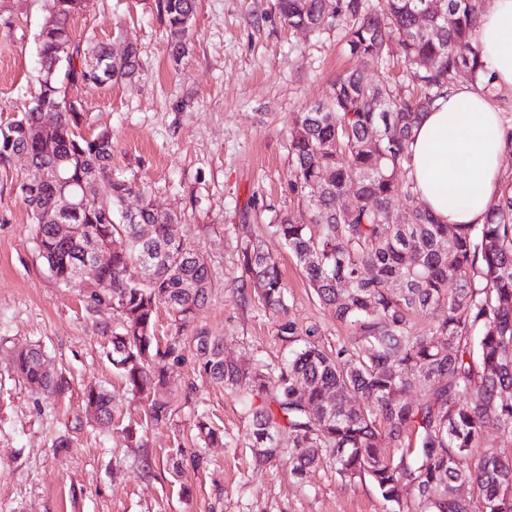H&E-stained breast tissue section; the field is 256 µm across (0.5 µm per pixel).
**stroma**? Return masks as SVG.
<instances>
[{"label": "stroma", "instance_id": "1", "mask_svg": "<svg viewBox=\"0 0 512 512\" xmlns=\"http://www.w3.org/2000/svg\"><path fill=\"white\" fill-rule=\"evenodd\" d=\"M276 0H198L188 53L173 59L154 0H93L75 16L81 40L137 43L138 79L85 85L77 95L89 114L83 134L113 137L112 170L138 183L155 207L180 216L177 234L204 255L212 288L184 330L224 339V355L243 365L277 363L288 350L274 320L241 286L237 227L254 225L288 286V317L315 327L327 347L350 344L352 326L336 319L309 288L301 266L266 225L304 217L288 190L292 113L324 101L354 65L335 29L313 34L281 23ZM52 0H0V123L24 111L38 90L37 37ZM26 156L0 167V512H386L370 483L339 478L320 466L304 479L288 457L256 465L251 423L232 394L201 376L186 358L168 379L170 424L145 428L146 447L125 428L141 420V396L105 357L101 326L118 321L91 309L77 285L50 273L33 240L19 185ZM39 344L71 387L61 401L31 390L11 372V353ZM102 385L119 400L109 431L86 418V387ZM227 441L203 447L200 419ZM67 448H56L58 438ZM202 454L200 468L174 475L176 453Z\"/></svg>", "mask_w": 512, "mask_h": 512}]
</instances>
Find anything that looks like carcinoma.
<instances>
[{
  "label": "carcinoma",
  "instance_id": "obj_1",
  "mask_svg": "<svg viewBox=\"0 0 512 512\" xmlns=\"http://www.w3.org/2000/svg\"><path fill=\"white\" fill-rule=\"evenodd\" d=\"M278 0L282 23L319 32L336 28L357 66L337 77L328 99L291 119L288 189L309 197V221L290 214L267 230L302 265L316 296L356 337L336 351L312 341L315 328L288 318V287L251 224L239 231L242 285L275 316L276 336L288 357L245 367L224 359V337L184 328L204 305L211 284L207 262L171 229L178 215L158 211L134 182L112 174V134H82L88 122L74 90L135 79L138 48L120 53L105 43L85 46L74 36V16L91 0H59L40 28V90L28 109L0 123V166L27 156L33 180L19 185L35 244L51 274L72 284L85 247L112 245V264L90 292L112 303L120 323L106 325L107 361L134 394L151 396L147 419L168 423L169 372L190 352L201 375L237 394L251 418L253 454L266 463L288 454L293 473L327 464L344 479L368 480L389 512H512V452L490 450L477 461L472 448L493 423L512 436V188L491 204L482 224L440 223L416 207L408 224L394 223L396 203L418 198L409 177L408 145L423 112L444 97L456 74L469 72L493 94L492 77L474 46L483 0ZM197 0H155L178 59L188 51ZM410 68L419 92L363 81V69H383L393 55ZM353 192L350 208L343 198ZM141 196L124 214L125 200ZM75 234L57 240L56 217ZM416 263L406 262V255ZM144 275L133 277L136 269ZM456 288L448 290V282ZM175 333L155 334L158 308ZM439 312L427 329L413 315ZM14 372L30 388L60 400L70 381L46 372L44 352L22 347ZM412 390L414 400L404 399ZM360 396L364 405L354 406ZM87 416L102 430L117 411L112 392L90 388ZM205 446L224 433L201 421ZM286 432L291 446L275 445ZM463 485L471 498L455 495Z\"/></svg>",
  "mask_w": 512,
  "mask_h": 512
}]
</instances>
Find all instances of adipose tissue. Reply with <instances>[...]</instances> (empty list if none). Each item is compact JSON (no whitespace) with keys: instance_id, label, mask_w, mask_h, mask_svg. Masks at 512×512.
<instances>
[{"instance_id":"obj_1","label":"adipose tissue","mask_w":512,"mask_h":512,"mask_svg":"<svg viewBox=\"0 0 512 512\" xmlns=\"http://www.w3.org/2000/svg\"><path fill=\"white\" fill-rule=\"evenodd\" d=\"M474 43L497 90L512 92V0H484ZM421 203L445 224H480L512 150L481 86L454 84L423 113L409 147Z\"/></svg>"}]
</instances>
